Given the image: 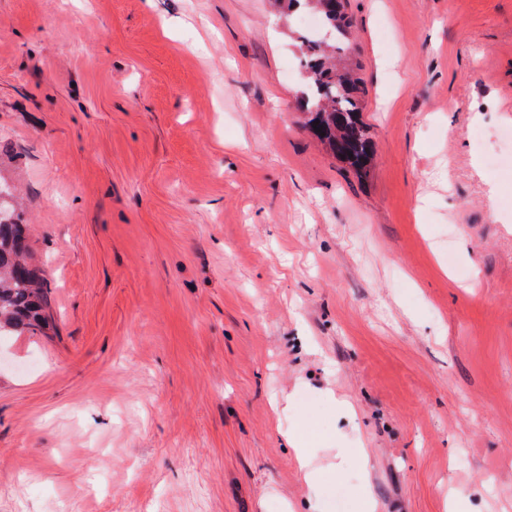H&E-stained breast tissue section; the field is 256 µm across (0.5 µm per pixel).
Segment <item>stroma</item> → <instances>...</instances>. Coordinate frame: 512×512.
<instances>
[{
	"label": "stroma",
	"instance_id": "35a3bbf8",
	"mask_svg": "<svg viewBox=\"0 0 512 512\" xmlns=\"http://www.w3.org/2000/svg\"><path fill=\"white\" fill-rule=\"evenodd\" d=\"M345 10L363 176L305 126L304 12L0 0V198L52 318L0 338V512H512V0ZM316 428L306 423L288 432L287 444L292 449L304 482L310 487L317 486L323 471L316 467L310 456L309 445L316 436Z\"/></svg>",
	"mask_w": 512,
	"mask_h": 512
}]
</instances>
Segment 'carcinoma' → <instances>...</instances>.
<instances>
[{
  "mask_svg": "<svg viewBox=\"0 0 512 512\" xmlns=\"http://www.w3.org/2000/svg\"><path fill=\"white\" fill-rule=\"evenodd\" d=\"M286 13L310 7L321 20L334 25L338 40L346 38L342 0H276ZM308 61L303 81L302 105L317 123L316 135L356 173L367 172L373 159L369 130L362 119L358 80L344 64L331 58L336 45L318 40L303 41ZM30 246L23 225L0 211V335L42 332L50 315L44 278L29 263Z\"/></svg>",
  "mask_w": 512,
  "mask_h": 512,
  "instance_id": "obj_1",
  "label": "carcinoma"
}]
</instances>
